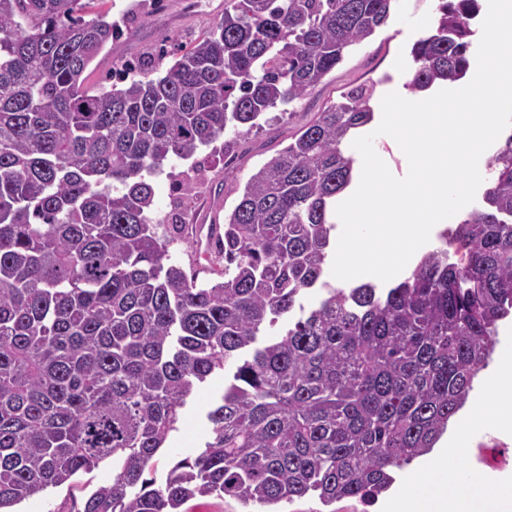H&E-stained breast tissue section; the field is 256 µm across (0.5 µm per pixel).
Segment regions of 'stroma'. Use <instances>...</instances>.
Wrapping results in <instances>:
<instances>
[{
  "label": "stroma",
  "instance_id": "1",
  "mask_svg": "<svg viewBox=\"0 0 512 512\" xmlns=\"http://www.w3.org/2000/svg\"><path fill=\"white\" fill-rule=\"evenodd\" d=\"M228 0H106L113 21L121 31L90 65L86 87L110 88L114 74L125 62L136 66L153 63L163 51L189 43L208 33L224 15ZM439 0H396L386 26L348 50L343 61L315 89L287 107L286 114L239 139L233 153H225L223 140H216L187 160L170 158L162 173L152 176L154 212L161 224L159 234L171 231L166 219L181 200L179 182L191 175L194 182L196 221L220 224L230 213L255 169L287 146L290 137L313 120L318 112L340 101L352 86L377 82L378 95L401 91L409 79L413 43L434 21ZM222 197H214L215 187ZM224 390L223 373L211 375L190 397L173 432L157 455V476H164L175 459L194 454L210 436L205 414ZM112 479V465L105 462L80 475L73 486H62L48 494L17 504V512H68Z\"/></svg>",
  "mask_w": 512,
  "mask_h": 512
}]
</instances>
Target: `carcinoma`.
Masks as SVG:
<instances>
[{
	"mask_svg": "<svg viewBox=\"0 0 512 512\" xmlns=\"http://www.w3.org/2000/svg\"><path fill=\"white\" fill-rule=\"evenodd\" d=\"M395 0H230L208 36L89 91L118 31L80 0H0V510L112 462L76 512H188L196 498L324 505L388 490L467 402L512 316V132L481 203L384 293L320 282L359 84L256 169L198 281L170 262L148 177L319 85ZM480 0H440L405 88L462 83ZM465 250L452 262L449 254ZM325 295L292 321L317 284ZM283 331L261 347L257 337ZM229 374L211 435L157 478L197 385Z\"/></svg>",
	"mask_w": 512,
	"mask_h": 512,
	"instance_id": "cac0c4a2",
	"label": "carcinoma"
}]
</instances>
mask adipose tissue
<instances>
[{
    "instance_id": "obj_1",
    "label": "adipose tissue",
    "mask_w": 512,
    "mask_h": 512,
    "mask_svg": "<svg viewBox=\"0 0 512 512\" xmlns=\"http://www.w3.org/2000/svg\"><path fill=\"white\" fill-rule=\"evenodd\" d=\"M512 431V350H502L497 376L489 381L482 399L471 413L459 421L452 446L465 455L473 433L486 424ZM419 491L410 497L392 500L388 512H512V481L480 473L458 479L449 470L448 459L436 456L426 475L417 477Z\"/></svg>"
}]
</instances>
